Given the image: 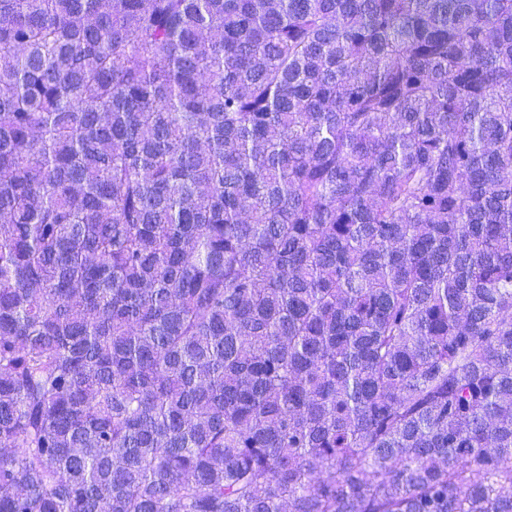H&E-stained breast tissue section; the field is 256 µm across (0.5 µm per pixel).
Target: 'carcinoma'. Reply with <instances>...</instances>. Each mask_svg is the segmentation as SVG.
Segmentation results:
<instances>
[{"label":"carcinoma","mask_w":512,"mask_h":512,"mask_svg":"<svg viewBox=\"0 0 512 512\" xmlns=\"http://www.w3.org/2000/svg\"><path fill=\"white\" fill-rule=\"evenodd\" d=\"M0 512H512V0H0Z\"/></svg>","instance_id":"cac0c4a2"}]
</instances>
